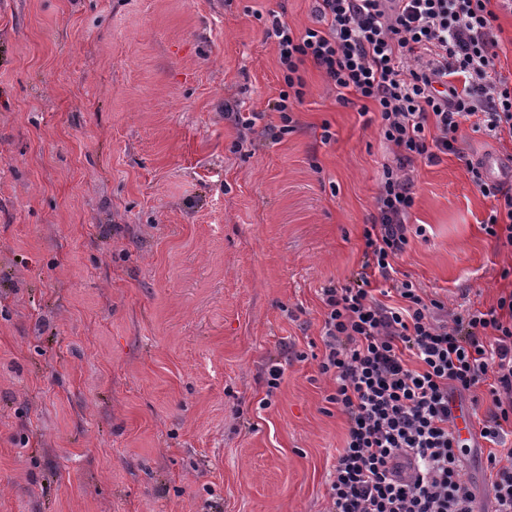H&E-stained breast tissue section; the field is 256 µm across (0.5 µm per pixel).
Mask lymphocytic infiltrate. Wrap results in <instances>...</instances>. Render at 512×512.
<instances>
[{"label":"lymphocytic infiltrate","mask_w":512,"mask_h":512,"mask_svg":"<svg viewBox=\"0 0 512 512\" xmlns=\"http://www.w3.org/2000/svg\"><path fill=\"white\" fill-rule=\"evenodd\" d=\"M491 0H313L314 24L295 33L273 16L284 91L275 109L291 130L306 94L300 73L318 69L337 101L358 100L380 119L391 158L376 213L363 230L360 268L348 284L324 288L321 375L346 418L344 445L327 481L326 512H477L460 468L465 443L454 428L456 398L470 396L486 456L491 512H512V294L495 306L449 312L394 263L411 237L414 162L459 154L463 128L512 141V83L498 72L502 29ZM472 183L494 205L483 226L512 248V188ZM392 280L391 306L372 293L373 276Z\"/></svg>","instance_id":"f902f5d3"}]
</instances>
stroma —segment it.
Wrapping results in <instances>:
<instances>
[{
	"label": "stroma",
	"instance_id": "stroma-1",
	"mask_svg": "<svg viewBox=\"0 0 512 512\" xmlns=\"http://www.w3.org/2000/svg\"><path fill=\"white\" fill-rule=\"evenodd\" d=\"M274 11L313 24L311 0H0V512H325L346 423L322 290L390 154L309 63L294 129L264 134ZM459 147L415 161L428 233L396 268L486 309L512 250L466 162L512 143Z\"/></svg>",
	"mask_w": 512,
	"mask_h": 512
}]
</instances>
